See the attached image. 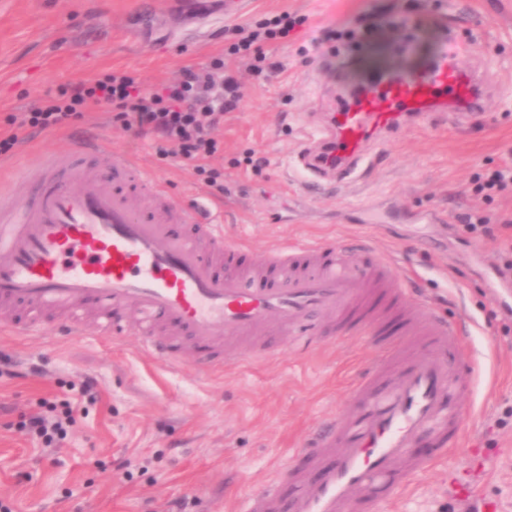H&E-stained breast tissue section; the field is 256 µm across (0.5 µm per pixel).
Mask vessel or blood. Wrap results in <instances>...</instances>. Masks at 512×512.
<instances>
[{"mask_svg": "<svg viewBox=\"0 0 512 512\" xmlns=\"http://www.w3.org/2000/svg\"><path fill=\"white\" fill-rule=\"evenodd\" d=\"M443 96L483 108L478 76L452 64L373 75L336 124L318 133L335 141L341 165L327 170L306 153L304 168L320 185L333 172L351 176L367 139L393 131L400 116L433 111ZM100 153L106 169L89 172L87 158ZM68 157L65 167L56 156L40 158L32 194L0 188L1 333L78 336L79 311L91 306L104 336L124 334L119 315L133 310L143 349L167 358L186 337L205 352L274 323L296 337L314 316L335 318L341 335H364L385 354L416 337L421 353L401 360L393 381L371 372L354 390V407L314 431L304 468L288 473L304 489L283 502L280 482H271L249 497L246 512L367 510L372 482L402 467L422 469L406 455L420 435L443 452L461 445V403L470 391L463 323L407 300L390 263H355L346 246L291 247L257 262L245 281V244H225L223 225L177 206L132 158L105 151L93 136L73 138ZM182 224L192 234L179 232ZM46 310L60 314L57 327L41 324Z\"/></svg>", "mask_w": 512, "mask_h": 512, "instance_id": "vessel-or-blood-1", "label": "vessel or blood"}]
</instances>
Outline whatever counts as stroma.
Instances as JSON below:
<instances>
[{"mask_svg": "<svg viewBox=\"0 0 512 512\" xmlns=\"http://www.w3.org/2000/svg\"><path fill=\"white\" fill-rule=\"evenodd\" d=\"M0 0V133L4 118L37 104L48 89L112 69L134 73L154 89L188 66L202 67L234 41L232 26L289 13L303 25L262 48L276 71L240 72L244 96L226 113L217 137L224 151L212 167L224 193L198 180L190 165L158 154L153 137L113 125L103 108L82 123L25 139L0 172L33 168L38 153L65 155L72 137L98 136L132 156L171 199L224 226V239L260 257L297 244L364 239L366 254L391 258L410 297L447 317L465 318L467 344L480 364L463 402L466 444L419 472L400 471L397 487L374 512H473L479 497L512 512V298L495 300L500 245L463 228L482 212L512 218V195L484 203L475 174L512 165V0ZM375 31L361 54L327 39V31ZM454 53L455 65L479 71L484 106L475 114L431 112L404 119L372 138L353 179L317 189L300 155L329 126L351 87L374 71L408 72ZM263 158L247 167L248 152ZM434 213L435 221L371 223L372 209ZM55 339L0 335V502L13 512H244L248 497L302 456L316 427L352 405L371 368L394 375L398 361L365 338L339 337L316 319L308 345L259 336L225 343L222 365L207 369L192 346L176 371L140 346L136 334L107 344L93 326ZM99 395H82L84 377ZM80 404L65 438L43 449L22 430L44 402ZM485 448L477 460L469 445ZM472 485L458 497L449 471Z\"/></svg>", "mask_w": 512, "mask_h": 512, "instance_id": "1", "label": "stroma"}]
</instances>
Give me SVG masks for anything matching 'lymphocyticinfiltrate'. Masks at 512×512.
Segmentation results:
<instances>
[{"label": "lymphocytic infiltrate", "mask_w": 512, "mask_h": 512, "mask_svg": "<svg viewBox=\"0 0 512 512\" xmlns=\"http://www.w3.org/2000/svg\"><path fill=\"white\" fill-rule=\"evenodd\" d=\"M297 24L296 18L283 14L235 28L236 40L227 52L213 57L208 66L184 68L177 79L157 90L145 88L129 72L111 70L46 92L29 111L6 116L12 132L0 137V154L19 144L20 133L70 126L90 109L106 106L114 124L139 137L157 135L160 155L192 163L197 176L216 192H223L224 176L211 167L210 160L224 150L214 131L241 98L240 85L231 71L243 64L253 73H263L266 57L262 42L287 38Z\"/></svg>", "instance_id": "1"}]
</instances>
